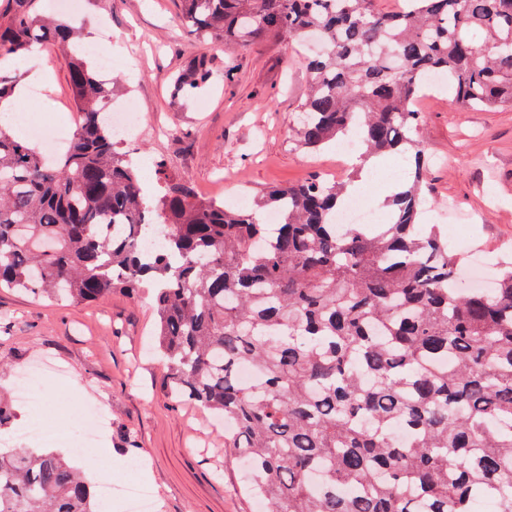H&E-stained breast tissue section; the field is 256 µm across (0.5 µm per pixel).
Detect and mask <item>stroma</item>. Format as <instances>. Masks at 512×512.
<instances>
[{"instance_id":"stroma-1","label":"stroma","mask_w":512,"mask_h":512,"mask_svg":"<svg viewBox=\"0 0 512 512\" xmlns=\"http://www.w3.org/2000/svg\"><path fill=\"white\" fill-rule=\"evenodd\" d=\"M181 12V0H85L74 18L82 45H104L112 60L114 102L132 103L143 116L140 135L125 149L147 175L146 192L158 188L159 163L228 206L315 175L344 178L349 159L335 148L306 152L292 143L309 89L305 44L266 37L228 48L199 41L179 26ZM200 57L214 72L212 82L193 97L173 99L175 78ZM68 64L57 46L29 51L21 85H39L43 94L27 111L77 118ZM452 97L445 85L415 104L430 158L425 184L434 206L427 221L452 226L448 244L464 256L479 253L491 265L510 260L512 107L468 110L453 106ZM155 333L146 289L79 304L0 289V401L11 409L9 434L31 418L10 396L20 374L44 367L37 390L46 394L60 366L69 382L49 397L43 447L65 452L92 482L148 484L153 512H259L258 498L246 492L244 465L224 446L223 425L170 394L151 352ZM87 404L110 418L92 467L69 446Z\"/></svg>"}]
</instances>
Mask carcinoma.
Returning a JSON list of instances; mask_svg holds the SVG:
<instances>
[{
    "instance_id": "carcinoma-1",
    "label": "carcinoma",
    "mask_w": 512,
    "mask_h": 512,
    "mask_svg": "<svg viewBox=\"0 0 512 512\" xmlns=\"http://www.w3.org/2000/svg\"><path fill=\"white\" fill-rule=\"evenodd\" d=\"M33 2L0 3V59L67 50L80 123L50 157L0 124V288L82 303L151 286L170 389L232 425L224 447L271 512H474L488 497L512 512V262L495 288L459 287L448 235L422 223L414 109L430 74L461 108L512 105V0H182V22L227 46L319 37L293 144L319 151L354 127L363 161L413 162L375 227L336 223L350 195L323 178L230 208L158 164L147 200L107 116L112 87L78 29ZM20 78L0 68V101ZM210 78L199 61L175 91ZM0 512H95L93 483L59 451L1 447Z\"/></svg>"
}]
</instances>
